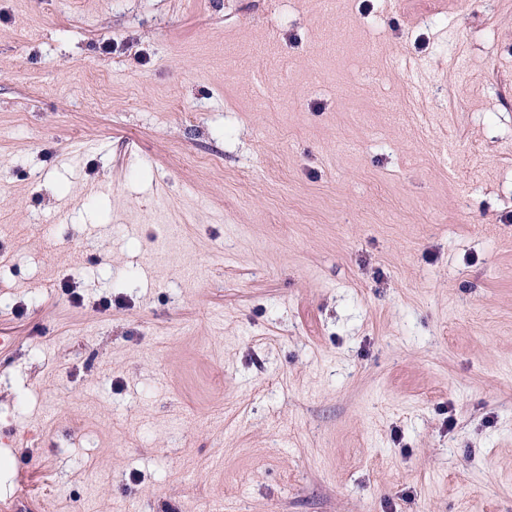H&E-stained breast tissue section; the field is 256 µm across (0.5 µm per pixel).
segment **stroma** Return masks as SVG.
Masks as SVG:
<instances>
[{
	"mask_svg": "<svg viewBox=\"0 0 512 512\" xmlns=\"http://www.w3.org/2000/svg\"><path fill=\"white\" fill-rule=\"evenodd\" d=\"M447 2L0 0V506L512 512V0Z\"/></svg>",
	"mask_w": 512,
	"mask_h": 512,
	"instance_id": "1",
	"label": "stroma"
}]
</instances>
